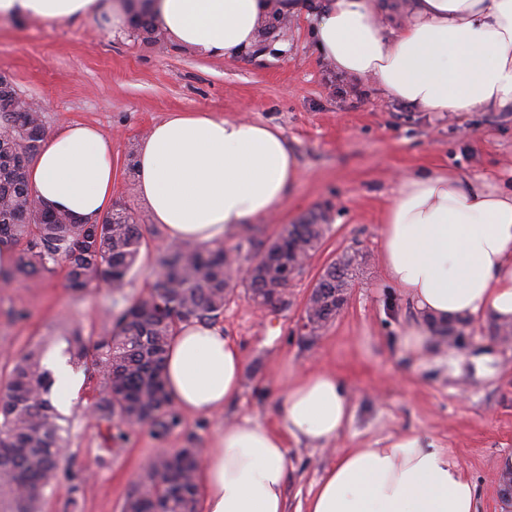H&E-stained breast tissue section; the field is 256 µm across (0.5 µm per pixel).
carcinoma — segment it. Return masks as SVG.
Here are the masks:
<instances>
[{"mask_svg":"<svg viewBox=\"0 0 512 512\" xmlns=\"http://www.w3.org/2000/svg\"><path fill=\"white\" fill-rule=\"evenodd\" d=\"M48 134L40 112L0 117V243L20 248L17 276L60 269L74 291L102 281L121 292L149 247L150 228L125 211L112 214L105 224H75L62 212L40 211L28 169ZM330 230L318 217L283 227L267 244L249 227L234 255L222 246L169 244L160 250L159 272L147 295L113 317L108 335L92 341L77 332L68 341L69 362L101 379L92 413L106 426L109 440L121 444L142 427L164 438L178 428L181 419L163 370L179 325L215 323L238 286L254 304H273L277 288L287 287L284 272L302 274ZM244 252L260 260L264 273L241 285L231 271ZM362 261L361 255L349 256L339 273L318 280L323 303L315 311L316 323L325 325L336 316L333 291L351 286ZM54 384L41 352L31 349L15 359L0 390V512H42L41 493L63 469L61 449L67 447L70 422L52 403ZM199 461L198 448L160 455L128 496L123 512H197Z\"/></svg>","mask_w":512,"mask_h":512,"instance_id":"1","label":"carcinoma"}]
</instances>
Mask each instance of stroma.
<instances>
[{"instance_id": "1", "label": "stroma", "mask_w": 512, "mask_h": 512, "mask_svg": "<svg viewBox=\"0 0 512 512\" xmlns=\"http://www.w3.org/2000/svg\"><path fill=\"white\" fill-rule=\"evenodd\" d=\"M324 2L306 0V11L297 14L274 10L258 46L231 60L200 56L166 34L148 41L132 26L114 29L104 14L0 18V73L42 109L52 132L83 122L111 138L112 206L153 228L123 293L103 283L72 291L60 271L0 282V376L32 348L47 365L63 357L73 329L106 335L107 312L145 295L165 232L137 193L136 152L149 128L175 113L258 122L277 129L294 150L297 184L277 215L257 221L262 239L313 213H326L331 224L289 288L287 306L258 309L241 292L225 303L217 325L240 347L244 371L236 401L223 411L183 416L164 441L143 429L114 448L92 416L100 379L74 368L76 387L52 392L53 404L69 405L71 473L46 490L43 512H122L160 452L207 447L227 422L243 416L275 425L282 385L317 369L335 371L353 395V415L337 447L380 448L390 437L424 434L477 485L482 512H506L494 477L512 464V342L499 341L491 321L472 317L464 345L420 355L407 350L403 333L419 317L387 281L378 239L401 174L451 170L511 189L512 112H424L371 82L339 74L313 45L311 16ZM349 248L363 254L364 264L347 306L319 337L302 336L298 324L310 290ZM288 454L286 512H305L334 455L293 439Z\"/></svg>"}]
</instances>
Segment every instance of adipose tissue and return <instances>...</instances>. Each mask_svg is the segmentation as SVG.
<instances>
[{
    "label": "adipose tissue",
    "instance_id": "obj_1",
    "mask_svg": "<svg viewBox=\"0 0 512 512\" xmlns=\"http://www.w3.org/2000/svg\"><path fill=\"white\" fill-rule=\"evenodd\" d=\"M271 0H138L113 10L121 27L141 11L183 46L220 59L258 41ZM100 0H0V15L68 20ZM316 46L338 72L375 80L427 112H512V0H329L313 21ZM298 161L266 125L178 114L154 124L136 154V182L171 243L213 246L247 221L275 213L295 185ZM35 197L86 221L112 203L111 141L73 123L46 141L29 171ZM380 264L421 316L406 333L416 354L432 323L484 316L512 324V191L481 177L408 174L382 217ZM244 358L223 330L182 325L166 360L176 408L210 415L234 401ZM280 429L243 417L203 449L201 512H285L288 440L335 446L336 461L306 512H481L473 481L447 450L404 434L381 448H339L352 415L347 383L315 370L275 402Z\"/></svg>",
    "mask_w": 512,
    "mask_h": 512
}]
</instances>
